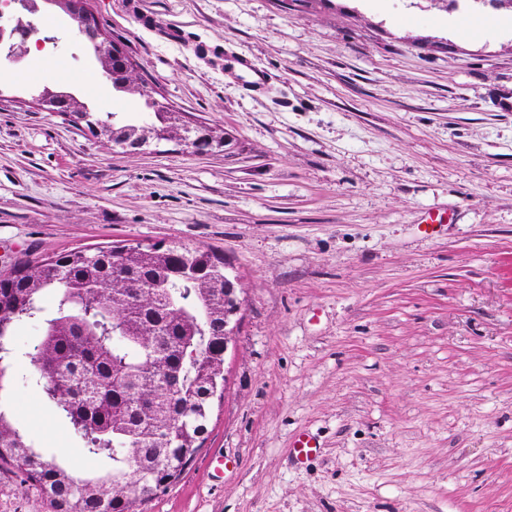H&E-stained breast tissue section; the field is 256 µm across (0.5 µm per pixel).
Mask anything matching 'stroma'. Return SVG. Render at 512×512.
Wrapping results in <instances>:
<instances>
[{
    "label": "stroma",
    "mask_w": 512,
    "mask_h": 512,
    "mask_svg": "<svg viewBox=\"0 0 512 512\" xmlns=\"http://www.w3.org/2000/svg\"><path fill=\"white\" fill-rule=\"evenodd\" d=\"M88 2L156 99L225 145L128 151L41 111L28 88L153 121L42 6L35 77L0 63V271L182 244L211 249L245 286L208 438L145 512H512V27H454L512 10ZM437 213L449 222L425 232ZM42 335L33 319L11 337L14 424L42 454L106 470L36 384ZM303 430L321 448L299 464L289 445ZM0 512L54 509L1 467Z\"/></svg>",
    "instance_id": "35a3bbf8"
}]
</instances>
